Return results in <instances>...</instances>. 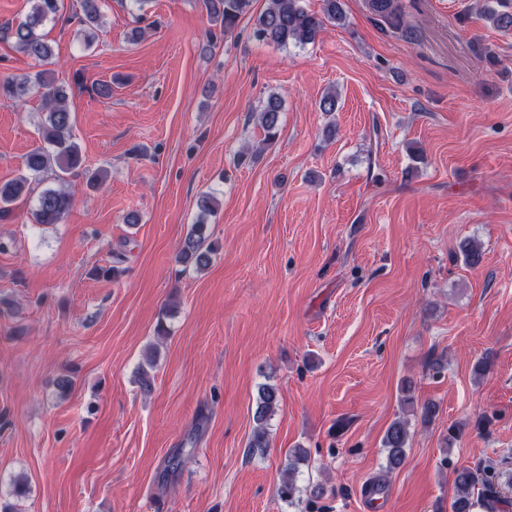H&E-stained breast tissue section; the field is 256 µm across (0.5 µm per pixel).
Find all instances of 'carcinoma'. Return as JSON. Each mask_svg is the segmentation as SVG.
<instances>
[{
    "instance_id": "carcinoma-1",
    "label": "carcinoma",
    "mask_w": 512,
    "mask_h": 512,
    "mask_svg": "<svg viewBox=\"0 0 512 512\" xmlns=\"http://www.w3.org/2000/svg\"><path fill=\"white\" fill-rule=\"evenodd\" d=\"M62 0H29L30 10L24 20L14 27H7L13 39L14 48L37 61L46 62L53 57V49L38 29L48 19L57 16ZM303 0H268L267 7L255 19L253 35L262 42L279 46L309 44L315 41L325 24H340L345 20L340 0H322L321 10L311 11L301 5ZM210 17L223 28L224 34L232 33L239 21L251 12L253 0H203ZM369 9L383 19L391 28L404 27L402 5L398 0H368ZM503 0H483L480 15L495 28H512V11L502 9ZM83 17L80 23L85 27H95L101 17L100 0H83ZM32 88L42 91L47 115L39 130L43 145L30 151L25 158L26 173L0 184V221L12 214V205L29 191V179L48 171L55 180L63 184L66 176L80 170L84 159L79 145L73 139L72 116L66 103L67 95L62 87L55 85L48 72L38 71L19 79L8 80L0 84V94L13 99H21ZM280 120L278 98L271 96L259 113L258 122L264 131L263 143L269 145L277 137ZM72 206L69 193L61 186L44 189L37 199L33 218L37 224H59L68 215ZM206 222L198 221L192 225L190 233L184 239L177 255L176 263L183 270L193 268L201 270L210 263L212 249L204 247ZM456 254L462 257L469 267L478 266L483 257L482 247L473 239H464L457 246ZM121 255L113 258L112 264L97 267L93 274L105 279H113L125 272ZM278 404V392L275 387L264 385L254 410L256 429L248 447L262 449L268 446L266 423L275 412ZM409 440L406 422L393 421L387 428L383 447L388 451L389 467L396 468L405 459ZM306 458V453L298 451L295 459L288 464V476L281 479L278 495L285 502H292L297 493L294 471L298 461ZM454 484L456 496L452 503V512H485L512 506V500L502 495L506 486L512 489V474L503 475L478 469L455 471Z\"/></svg>"
}]
</instances>
